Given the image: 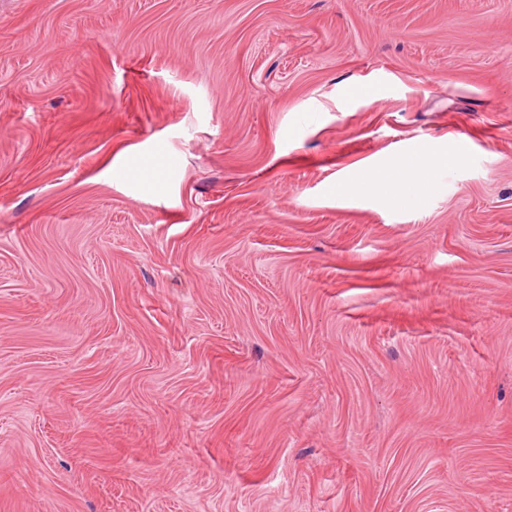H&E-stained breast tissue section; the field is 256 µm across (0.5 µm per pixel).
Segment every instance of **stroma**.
I'll return each mask as SVG.
<instances>
[{"instance_id":"1","label":"stroma","mask_w":512,"mask_h":512,"mask_svg":"<svg viewBox=\"0 0 512 512\" xmlns=\"http://www.w3.org/2000/svg\"><path fill=\"white\" fill-rule=\"evenodd\" d=\"M0 512H512V0H0ZM464 162V153L452 149H411L381 165L357 170L336 180L332 194L337 198L375 196L390 205L410 207L437 188L441 171Z\"/></svg>"}]
</instances>
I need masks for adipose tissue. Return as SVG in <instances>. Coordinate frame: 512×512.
<instances>
[{"label":"adipose tissue","mask_w":512,"mask_h":512,"mask_svg":"<svg viewBox=\"0 0 512 512\" xmlns=\"http://www.w3.org/2000/svg\"><path fill=\"white\" fill-rule=\"evenodd\" d=\"M464 161V153L452 149H411L381 165L338 179L332 193L339 198L375 196L392 205L410 207L436 189L441 171Z\"/></svg>","instance_id":"1"}]
</instances>
